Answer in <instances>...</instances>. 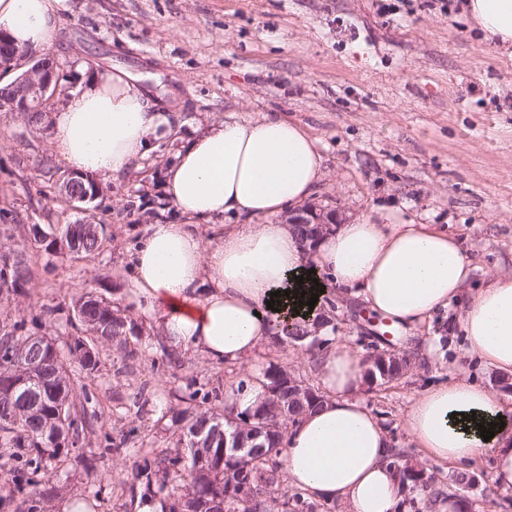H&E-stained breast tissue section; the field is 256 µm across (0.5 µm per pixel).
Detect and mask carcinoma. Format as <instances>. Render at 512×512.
<instances>
[{"instance_id": "1", "label": "carcinoma", "mask_w": 512, "mask_h": 512, "mask_svg": "<svg viewBox=\"0 0 512 512\" xmlns=\"http://www.w3.org/2000/svg\"><path fill=\"white\" fill-rule=\"evenodd\" d=\"M28 276L29 269L24 261L1 256L0 302L10 300ZM72 305L74 316L92 336H74L64 348L50 342L52 352L42 365L17 359L18 351L28 339L22 334V323L14 322L12 328L0 335V415L14 419L12 428L5 432L0 430V481L17 489L23 484L30 487L28 498L19 504L11 493L0 496V512H37V503L45 500V496L37 491L39 482L25 476V469L35 474L44 463H66L82 433L99 420L96 413L88 417L78 412L76 404L77 381L98 370L95 343L115 342L125 346L128 337L137 333L138 324L131 317L90 292L76 290L72 294ZM342 307L343 303L337 300H327V309L314 319L315 325L333 323ZM306 338L313 348L323 343L312 335L303 320L297 321L292 335L274 336L279 345L295 344ZM422 367L417 352L400 348L394 359L377 367L374 376H366V381L371 388L379 387L399 381ZM19 372L31 379L33 397L39 400L35 408L19 404L10 394V381ZM296 381L299 387L288 385V372L277 366L264 372L262 383L267 398L263 404L246 410L251 424L265 429L258 440L259 449L247 446L226 453L224 439L220 438L204 456L193 450L187 457L162 450L147 451L135 462L128 486L130 502L153 500L163 493L161 512H221L223 508H242L236 499L245 495L250 512H271L268 495L279 490L284 505L288 506L284 512H336V503L316 504L300 490L283 485L276 457L287 426L317 407L323 398L313 384L299 376ZM177 400L189 404L199 401L216 407L223 401V392L218 387L206 390L192 379ZM182 420L189 448L193 447L196 432L202 429L208 433L220 425L228 433L233 431L227 422H218L212 415L200 414L190 419L184 416ZM390 464L396 467L412 499L423 496L431 505L443 495V491L435 487V477L415 468L403 455L391 454ZM471 475L470 471H460L451 479V486L459 493L461 512L470 509V498L463 492L474 487Z\"/></svg>"}]
</instances>
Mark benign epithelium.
<instances>
[{
    "instance_id": "benign-epithelium-1",
    "label": "benign epithelium",
    "mask_w": 512,
    "mask_h": 512,
    "mask_svg": "<svg viewBox=\"0 0 512 512\" xmlns=\"http://www.w3.org/2000/svg\"><path fill=\"white\" fill-rule=\"evenodd\" d=\"M58 61L45 53L31 50L20 53L0 30V81L9 79L8 84L0 89V109L7 112H28L34 104L50 103L57 99L58 86L55 84ZM92 180L88 175L68 172L57 182L56 189L62 196L71 198L72 203L79 204L78 210L91 214L89 204L97 196L79 190L81 184ZM337 222V214H321L313 209H304L290 217V224H308L314 227L315 236H320L330 225ZM48 339L33 336L26 342L25 357L30 361L45 358L51 352L47 347Z\"/></svg>"
}]
</instances>
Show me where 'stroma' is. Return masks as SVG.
I'll use <instances>...</instances> for the list:
<instances>
[{"mask_svg":"<svg viewBox=\"0 0 512 512\" xmlns=\"http://www.w3.org/2000/svg\"><path fill=\"white\" fill-rule=\"evenodd\" d=\"M59 36L49 53L74 73L120 68L136 75L155 106L174 118L169 141L115 179L99 180L107 205L101 219L109 238L86 258L45 249L33 229L50 235L78 220L43 195L34 168L48 159L56 174L67 166L50 134L18 112H0V195L20 214L0 223V256L24 260L32 276L0 320L21 321L28 334L64 345L79 329L71 293L83 288L141 321L127 348L101 345L99 368L84 384L87 410L104 426L86 433L62 469L42 471L44 488L57 493L44 512H61L69 499H95V512H130L122 489L147 449L175 448L177 393L187 380L235 383L278 365L310 375L315 354L307 344L271 348L257 369L225 368L182 355L174 375L161 377L155 362L167 349L143 313L126 299L130 253L144 225L178 222L167 196L164 169L177 140L224 121L273 112L303 125L324 156L326 177L309 203L352 222L375 208L398 211L418 224H444L464 239L476 269L512 277V52L482 39L460 9L461 0H67ZM56 313L41 318L40 309ZM423 335L445 337L440 357L381 391L365 390V406L381 419L394 447L447 482L451 464H438L409 439L404 413L429 385L462 378L501 390L497 372L465 360L464 336L447 314L427 321ZM163 408H155V401ZM134 436L120 452L107 438ZM97 456L107 486L86 473L81 456Z\"/></svg>","mask_w":512,"mask_h":512,"instance_id":"stroma-1","label":"stroma"}]
</instances>
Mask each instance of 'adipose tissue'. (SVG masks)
<instances>
[{
	"instance_id": "1",
	"label": "adipose tissue",
	"mask_w": 512,
	"mask_h": 512,
	"mask_svg": "<svg viewBox=\"0 0 512 512\" xmlns=\"http://www.w3.org/2000/svg\"><path fill=\"white\" fill-rule=\"evenodd\" d=\"M66 0H0V30L20 47L45 50L59 36ZM485 39L512 47V0H465ZM55 152L72 171L114 178L175 134L137 77L117 70L86 87L49 116ZM325 177L324 158L302 125L276 115L226 121L179 145L165 186L180 224L145 225L133 256L128 298L176 353L211 363H257L270 349L273 319L309 314L302 292L336 288L408 334L462 303L453 322L467 354L512 374V280L466 286L472 258L461 239L437 224H416L375 210L336 224L314 244L287 218ZM232 221L204 241L199 221ZM366 365L347 341L322 346V405L290 425L278 461L288 485L344 512H399L403 486L387 464L392 442L360 398ZM487 386L470 381L428 386L411 402L404 426L437 463L474 464L490 457L498 484L512 488V429ZM494 425L492 439L479 426Z\"/></svg>"
}]
</instances>
